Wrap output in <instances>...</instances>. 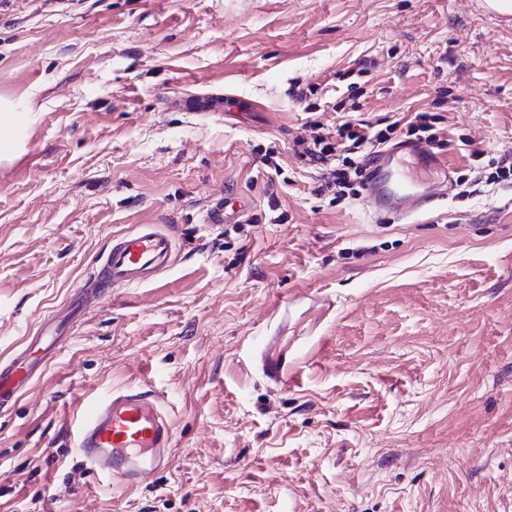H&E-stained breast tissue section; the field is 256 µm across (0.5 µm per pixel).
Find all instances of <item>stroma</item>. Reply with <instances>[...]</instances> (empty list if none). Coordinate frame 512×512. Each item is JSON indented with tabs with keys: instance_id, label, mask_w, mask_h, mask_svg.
<instances>
[{
	"instance_id": "obj_1",
	"label": "stroma",
	"mask_w": 512,
	"mask_h": 512,
	"mask_svg": "<svg viewBox=\"0 0 512 512\" xmlns=\"http://www.w3.org/2000/svg\"><path fill=\"white\" fill-rule=\"evenodd\" d=\"M221 93L250 114L194 115ZM0 362L61 316L115 235L181 250L112 288L0 408V512H512V16L482 0H0ZM441 116L461 192L402 217L336 200L312 123ZM273 155L279 174L269 173ZM245 197L243 223L202 222ZM296 380L258 367L275 311ZM154 391L172 462L131 492L70 445L74 412ZM176 107L193 114H223L229 108V104L227 101L224 102V95L214 94L186 98L177 103ZM19 104L0 97V163L8 162L23 145L24 125L17 120Z\"/></svg>"
}]
</instances>
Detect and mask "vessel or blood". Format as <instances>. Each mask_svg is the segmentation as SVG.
Listing matches in <instances>:
<instances>
[{
    "mask_svg": "<svg viewBox=\"0 0 512 512\" xmlns=\"http://www.w3.org/2000/svg\"><path fill=\"white\" fill-rule=\"evenodd\" d=\"M178 107L194 114H220L228 104L223 95L195 96ZM409 156L417 168L449 175L446 161L427 147L404 142L379 152L368 168L365 186L367 205L373 214L413 210L416 183L402 180L397 166ZM246 212L244 201L212 200L204 216L211 227L240 223ZM177 239L174 225L141 224L118 235L101 268L93 271L85 286L72 296L68 318L44 323L26 353L0 369V407L16 398L41 368V354L57 350L69 337L72 319L81 317L93 301L116 285L134 286L150 281L174 260ZM260 371L270 382L285 384L293 377L288 353L280 341L271 342L260 360ZM73 446L91 472L131 490L146 475L171 464L173 427L157 395L148 389L129 387L107 393L82 407L72 423Z\"/></svg>",
    "mask_w": 512,
    "mask_h": 512,
    "instance_id": "obj_1",
    "label": "vessel or blood"
}]
</instances>
